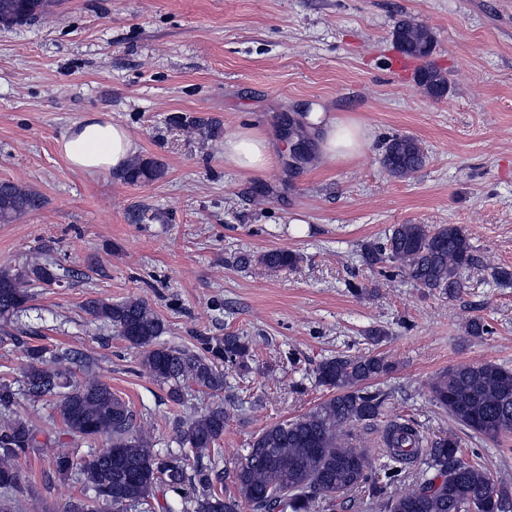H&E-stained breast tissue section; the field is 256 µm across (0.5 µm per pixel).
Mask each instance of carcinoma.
<instances>
[{"label": "carcinoma", "instance_id": "1", "mask_svg": "<svg viewBox=\"0 0 512 512\" xmlns=\"http://www.w3.org/2000/svg\"><path fill=\"white\" fill-rule=\"evenodd\" d=\"M48 0H0V24H16L27 13L35 21ZM394 42L412 58L425 60L433 52L434 34L405 18L397 22ZM418 84L433 99L449 88L447 73L430 64L417 72ZM184 126L203 140L218 136L221 123L213 118L184 117ZM426 154L417 139L395 135L385 143L381 164L392 177L403 179L419 171ZM165 164L158 158H135L122 172L129 184L161 178ZM44 200L31 189L0 182V223L10 224L39 210ZM364 262L392 269L429 290L454 294L464 287L463 272L480 263L464 227L457 224H397L383 243L369 245ZM269 268L295 266L299 256L287 249H273L258 256L241 254L236 264L252 262ZM59 283L57 267L37 261L23 270L0 269V322L14 323L31 300L30 288ZM85 312L115 327L119 336L142 350V365L149 374L171 383L168 396L179 404L193 387L214 395L224 391L221 364L249 368L251 348L242 336L202 338L196 350L159 342L164 322L142 298L118 302L91 299ZM29 364L22 384L33 402L57 398L55 407L74 438L105 436L104 448L80 466V474L94 492V503L73 501L62 512H142L150 506L157 484L181 502L182 512H313L318 500L333 502L345 492L366 486L374 497L384 490L371 482L365 450L354 444L356 435L343 428L379 419L385 402L381 391L369 390L368 382L388 374L391 365L380 354H339L323 360L315 371L316 383L331 392L312 411L278 422L262 430L232 469L236 495L224 497L218 484L224 471L201 460L224 434L228 414L224 404H213L177 429V453L160 455L150 436L135 426L129 405L105 382L83 370L73 372L75 357L68 350L44 346L26 349ZM433 402L455 422L491 441L512 433V369L492 362L461 364L439 374L430 384ZM18 390L0 382V488L10 490L19 481L16 461L20 454L39 447L37 436L45 432L16 411ZM384 467L397 477L409 470L412 488L386 496L385 512H512V491L495 482L475 459L466 456L452 436L428 439L412 419L397 418L384 424L380 440ZM57 475L72 474L74 461L65 448H52Z\"/></svg>", "mask_w": 512, "mask_h": 512}]
</instances>
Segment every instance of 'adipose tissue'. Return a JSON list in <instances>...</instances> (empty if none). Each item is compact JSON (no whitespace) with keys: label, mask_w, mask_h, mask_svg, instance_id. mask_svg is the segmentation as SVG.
I'll list each match as a JSON object with an SVG mask.
<instances>
[{"label":"adipose tissue","mask_w":512,"mask_h":512,"mask_svg":"<svg viewBox=\"0 0 512 512\" xmlns=\"http://www.w3.org/2000/svg\"><path fill=\"white\" fill-rule=\"evenodd\" d=\"M309 120L322 128L319 159L324 165L353 159L374 138L370 127L352 118L327 120L314 112ZM61 148L75 170L95 175L122 171L139 146L124 127L92 114L70 129ZM274 161L270 141L259 129L241 127L224 138V162L240 171L261 173Z\"/></svg>","instance_id":"ef3b65f1"}]
</instances>
